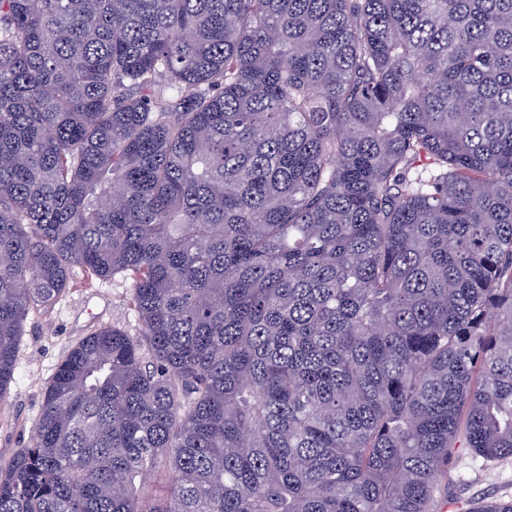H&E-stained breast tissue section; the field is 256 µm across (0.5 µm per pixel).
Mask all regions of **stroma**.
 Segmentation results:
<instances>
[{"mask_svg":"<svg viewBox=\"0 0 512 512\" xmlns=\"http://www.w3.org/2000/svg\"><path fill=\"white\" fill-rule=\"evenodd\" d=\"M130 282L123 276L102 279L73 268L66 292L48 308L32 309L19 342L15 379L0 398V465L31 447L43 395L63 356L105 326L135 331L129 306ZM460 482L448 489L444 512H458L462 502L512 500V456L483 462L470 451L456 459Z\"/></svg>","mask_w":512,"mask_h":512,"instance_id":"stroma-1","label":"stroma"}]
</instances>
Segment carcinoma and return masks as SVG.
Listing matches in <instances>:
<instances>
[{
	"mask_svg": "<svg viewBox=\"0 0 512 512\" xmlns=\"http://www.w3.org/2000/svg\"><path fill=\"white\" fill-rule=\"evenodd\" d=\"M0 512H440L512 456V0H0ZM130 281L102 279L74 267L66 292L49 308H34L23 326L15 379L0 400V465L33 444L43 395L63 356L92 332L115 325L134 332Z\"/></svg>",
	"mask_w": 512,
	"mask_h": 512,
	"instance_id": "1",
	"label": "carcinoma"
}]
</instances>
